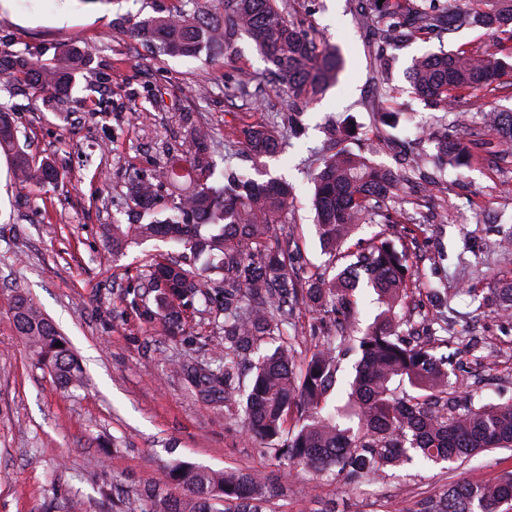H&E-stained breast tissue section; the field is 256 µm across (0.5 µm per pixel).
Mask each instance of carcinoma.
<instances>
[{"instance_id": "cac0c4a2", "label": "carcinoma", "mask_w": 512, "mask_h": 512, "mask_svg": "<svg viewBox=\"0 0 512 512\" xmlns=\"http://www.w3.org/2000/svg\"><path fill=\"white\" fill-rule=\"evenodd\" d=\"M172 16L139 21L136 29L155 52L198 58L221 50L238 35L255 42L285 83L293 106L323 93L336 79V53L318 50L290 21L277 0H181ZM456 9L438 0H396L388 15L398 24H376V55L394 41L411 40L434 27L476 26L495 34L512 25V0H469ZM93 49L77 46L51 64L34 66L23 52L0 61V75L27 83L36 93L72 87ZM504 65L497 59L441 53L416 61L409 72L413 93L453 104L465 92L491 85ZM210 134L190 129L193 150L170 153L159 174L129 188L133 204L127 224L105 228L117 254L132 244L170 242L178 257L159 256L148 265L146 322L159 318L185 333L188 319L206 312L218 320L222 350L213 361L180 364L204 397L224 399L250 435L266 442V454L285 468L317 474L347 472L353 485L368 484L414 460L452 463L479 451L512 447V403L487 404L467 394L448 393V361L436 356L461 332L448 324V290L434 288L442 334L424 336L410 326L398 331L396 308L408 298L412 272L387 241L349 254L352 261L334 276L299 284L288 244H272L275 225L288 212L294 186L283 178L248 179L232 168L216 172L208 152ZM276 125L257 126L246 148L259 160L280 152ZM0 150L12 157L23 186L58 179L48 158L19 146L10 114L0 106ZM439 158L460 166L469 155L443 140ZM312 207L321 246L334 256L374 209L398 189L396 176L363 154L340 151L311 176ZM373 289L381 311L363 335L345 334L357 313L356 290ZM334 317L336 332L315 338L309 359L296 369L295 337L288 332L297 304ZM12 322L36 360L65 393L83 376L56 326L27 295L9 299ZM62 343L57 347L56 343ZM358 354L350 391L336 400L342 362ZM294 422L288 427V422ZM273 488L253 470L212 468L174 462L142 492L119 500V512H269ZM512 505V473L490 486L456 483L421 500L415 512H497Z\"/></svg>"}]
</instances>
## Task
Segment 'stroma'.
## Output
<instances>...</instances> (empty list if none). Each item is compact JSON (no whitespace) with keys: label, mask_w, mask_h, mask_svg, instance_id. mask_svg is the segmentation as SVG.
Masks as SVG:
<instances>
[{"label":"stroma","mask_w":512,"mask_h":512,"mask_svg":"<svg viewBox=\"0 0 512 512\" xmlns=\"http://www.w3.org/2000/svg\"><path fill=\"white\" fill-rule=\"evenodd\" d=\"M180 0H0V58L22 51L53 62L74 44L97 51L63 102L0 79L21 145L51 158L57 183L18 188L0 152V512H112L116 489H143L173 460L214 469L263 470L277 494L272 512H414L417 501L448 485L495 483L512 471V448H497L458 467L409 465L374 484L353 486L343 474L284 473L265 456L239 418L195 395L175 362L206 361L217 331L197 318L187 336L162 322L146 324L133 288L142 284L163 243L116 256L103 227L124 224L132 179L155 176L166 150H182L188 121L207 127L217 168L266 172L293 182L295 194L277 231L295 255L299 280L325 274L311 210L310 175L323 156L362 153L405 180L384 201V222H366L349 250L390 241L414 278L407 303L430 313L428 286L447 289L471 335L494 346L475 361L449 345L456 391L475 389L486 403L512 401V325L472 303L469 287L491 292L512 282V249L491 240L512 227V155L500 156L502 133L488 126L494 109L512 108V70L489 88L445 109L419 98L406 74L414 60L465 50L512 63V29L433 33L389 47L382 70L367 44L372 25L357 0H283L289 20L316 44L338 49L344 66L334 86L307 104L301 136L285 135L280 154L253 165L242 148L247 132L287 112L270 84L271 65L254 42L232 39L223 57L173 58L133 36V22L175 13ZM448 137L471 152L468 166L439 167L436 141ZM24 291L66 338L86 384L60 395L16 332L8 306Z\"/></svg>","instance_id":"1"}]
</instances>
